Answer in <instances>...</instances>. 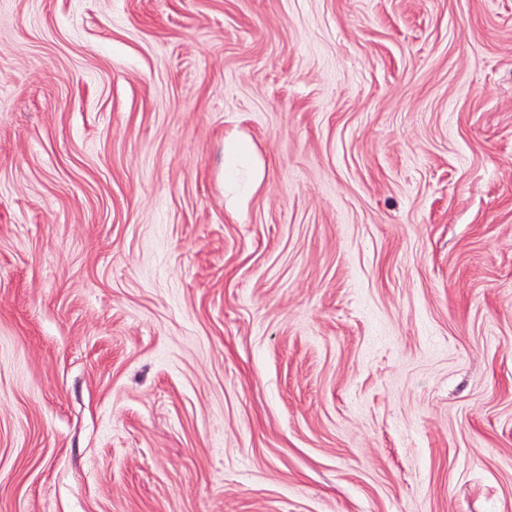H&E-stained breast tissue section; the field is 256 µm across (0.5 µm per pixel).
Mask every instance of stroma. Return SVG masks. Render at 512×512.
Returning a JSON list of instances; mask_svg holds the SVG:
<instances>
[{"label":"stroma","instance_id":"1","mask_svg":"<svg viewBox=\"0 0 512 512\" xmlns=\"http://www.w3.org/2000/svg\"><path fill=\"white\" fill-rule=\"evenodd\" d=\"M0 512H512V0H0Z\"/></svg>","mask_w":512,"mask_h":512}]
</instances>
